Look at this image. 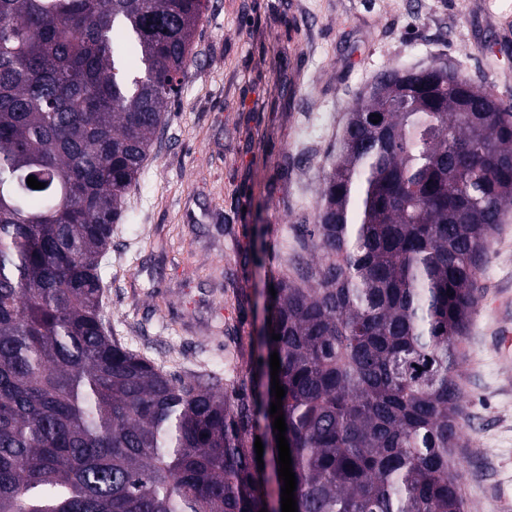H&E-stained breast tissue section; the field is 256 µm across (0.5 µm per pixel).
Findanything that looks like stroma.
Here are the masks:
<instances>
[{
	"label": "stroma",
	"mask_w": 512,
	"mask_h": 512,
	"mask_svg": "<svg viewBox=\"0 0 512 512\" xmlns=\"http://www.w3.org/2000/svg\"><path fill=\"white\" fill-rule=\"evenodd\" d=\"M512 0H209L179 93L103 259L113 336L169 372L261 376L267 294L292 275L355 96L386 69L443 60L512 99L485 54ZM459 361L467 512H512V215L494 233Z\"/></svg>",
	"instance_id": "stroma-1"
}]
</instances>
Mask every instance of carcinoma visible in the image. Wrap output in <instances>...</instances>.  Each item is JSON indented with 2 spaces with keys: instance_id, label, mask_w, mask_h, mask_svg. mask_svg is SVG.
Instances as JSON below:
<instances>
[{
  "instance_id": "cac0c4a2",
  "label": "carcinoma",
  "mask_w": 512,
  "mask_h": 512,
  "mask_svg": "<svg viewBox=\"0 0 512 512\" xmlns=\"http://www.w3.org/2000/svg\"><path fill=\"white\" fill-rule=\"evenodd\" d=\"M207 0H0V512H260L275 397L159 369L101 263ZM122 30L142 73L127 70ZM381 116L378 123L372 115ZM34 176L43 189L28 187ZM512 210V103L434 60L360 92L269 296L298 512H466L456 368Z\"/></svg>"
}]
</instances>
